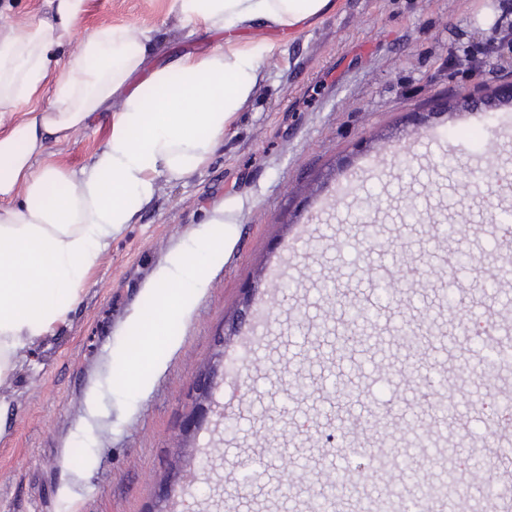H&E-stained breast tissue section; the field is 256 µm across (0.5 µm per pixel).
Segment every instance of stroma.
Returning a JSON list of instances; mask_svg holds the SVG:
<instances>
[{
	"instance_id": "1",
	"label": "stroma",
	"mask_w": 512,
	"mask_h": 512,
	"mask_svg": "<svg viewBox=\"0 0 512 512\" xmlns=\"http://www.w3.org/2000/svg\"><path fill=\"white\" fill-rule=\"evenodd\" d=\"M500 0H336L335 10L290 35L258 61L252 97L215 153L186 178L159 176L150 201L113 236L85 279L66 320L25 350L9 388L0 391V512H150L185 493L193 512H311L313 473L354 462L363 441L366 472L329 512H358L415 497L417 470L454 474L458 494L437 512H481L465 462L484 459L497 438L491 407L512 397V367L481 374L475 318L512 341V305L482 295V279L512 269V230L495 223L512 211V104L462 105L476 85L512 80V46L478 67L449 65L450 51L491 42ZM135 24L157 51L150 68L201 55L223 32H191L175 0H87L61 58L84 35ZM112 121L93 113L85 129L51 144L44 160L73 172L104 144ZM435 141H426L428 133ZM464 169L494 173L481 192L461 191L453 171L434 168L441 154ZM375 220L379 245L358 224ZM471 227L449 242L441 221ZM233 226L209 258L190 314L173 328V349L149 388L131 389L118 372L133 358L137 319L150 309V287L173 254H193L203 232ZM479 260L478 273L431 276L454 250ZM398 285L381 301L377 280ZM368 311L354 329L323 294ZM464 289L459 310L448 293ZM429 329L431 351L415 360L401 332ZM213 398L236 401L225 428L208 417L187 424L196 384L215 365ZM336 376L348 401L323 393ZM447 376L459 415L434 411ZM385 407L361 436L373 406ZM428 445L407 447L409 429ZM263 456L266 475L236 486L231 463Z\"/></svg>"
}]
</instances>
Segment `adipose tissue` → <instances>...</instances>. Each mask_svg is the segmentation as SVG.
Wrapping results in <instances>:
<instances>
[{
    "mask_svg": "<svg viewBox=\"0 0 512 512\" xmlns=\"http://www.w3.org/2000/svg\"><path fill=\"white\" fill-rule=\"evenodd\" d=\"M52 15L0 29V115L23 113L0 137V387L8 385L20 351L63 323L80 298L84 277L109 239L131 223L164 174L180 179L204 165L257 80L256 49L236 46L184 56L128 81L155 45L138 26L88 32L75 57L55 48L81 20L86 0H49ZM197 29L235 37L243 24L293 29L317 20L335 0H176ZM112 115L110 133L79 173L40 163L49 144L83 128L92 113ZM218 237L202 235L197 259L173 258L158 308L139 322L141 350L122 375L146 389L157 351L173 346L174 323L195 305L200 257L217 255Z\"/></svg>",
    "mask_w": 512,
    "mask_h": 512,
    "instance_id": "adipose-tissue-1",
    "label": "adipose tissue"
}]
</instances>
